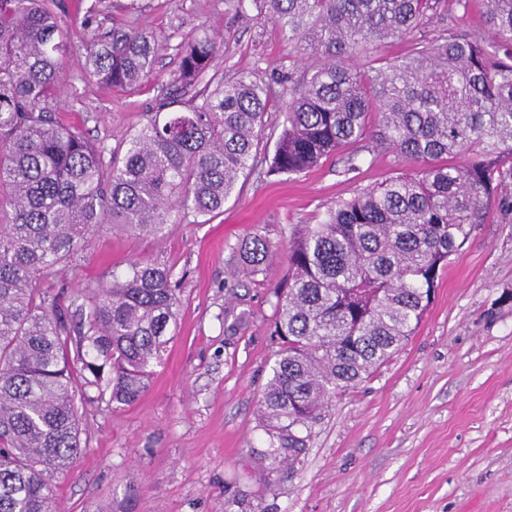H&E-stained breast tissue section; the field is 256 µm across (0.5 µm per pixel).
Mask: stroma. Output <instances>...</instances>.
<instances>
[{
	"label": "stroma",
	"instance_id": "1",
	"mask_svg": "<svg viewBox=\"0 0 512 512\" xmlns=\"http://www.w3.org/2000/svg\"><path fill=\"white\" fill-rule=\"evenodd\" d=\"M58 12L71 32L58 116L110 148L154 112L190 32L221 36L217 76L303 73L278 27L238 13L233 0H58ZM118 27L167 41L132 93L106 89L82 68L90 31ZM351 154L358 168L348 174ZM417 167L369 138L297 176L258 167L207 223L177 215L160 238L90 233L82 269L51 281L79 291L129 261L160 263L180 307L135 402H79L81 451L53 480L58 512H512V301L502 300L512 294V212L496 207L451 257L402 349L336 395L296 458L274 471L260 458L268 437L259 401L276 360L273 292L288 275L289 227L318 223L356 189ZM256 235L269 249L253 274L237 248Z\"/></svg>",
	"mask_w": 512,
	"mask_h": 512
}]
</instances>
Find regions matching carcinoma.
Instances as JSON below:
<instances>
[{
  "label": "carcinoma",
  "mask_w": 512,
  "mask_h": 512,
  "mask_svg": "<svg viewBox=\"0 0 512 512\" xmlns=\"http://www.w3.org/2000/svg\"><path fill=\"white\" fill-rule=\"evenodd\" d=\"M56 0H0V512H54L51 477L80 448L77 396L111 391L117 404L146 388L178 315L170 270L133 261L112 282L76 293L59 281L79 269L95 227L157 235L177 211L210 220L270 126L273 89L248 73L186 97L219 51L206 30L179 44L172 92L113 149L55 113L67 30ZM278 26L296 52L317 59L279 83L281 131L267 172L300 175L370 133L422 163L357 189L318 224H294L288 280L274 291L279 349L259 405L269 448L295 452L321 411L412 334L441 273L495 205L512 211V0H486V28L457 32L448 5L471 0H234ZM386 40L405 54L364 68L359 55ZM162 45L112 29L83 45L87 74L135 91ZM261 271L268 245H241ZM74 356H69V353Z\"/></svg>",
  "instance_id": "cac0c4a2"
}]
</instances>
